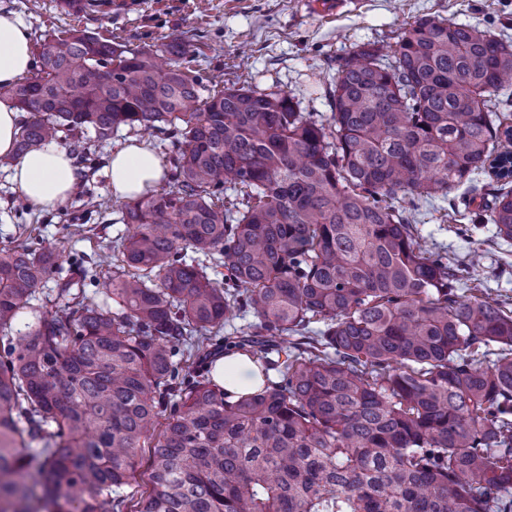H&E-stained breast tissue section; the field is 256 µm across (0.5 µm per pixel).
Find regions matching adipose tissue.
<instances>
[{"label": "adipose tissue", "mask_w": 512, "mask_h": 512, "mask_svg": "<svg viewBox=\"0 0 512 512\" xmlns=\"http://www.w3.org/2000/svg\"><path fill=\"white\" fill-rule=\"evenodd\" d=\"M31 45L28 29L15 13H0V84L13 83L30 67ZM166 166L149 146L131 141L113 152L108 164V186L113 195L133 198L155 187L165 176ZM10 179L31 206L42 209L63 204L76 181L72 160L60 144L17 159ZM230 400L255 392L262 384L259 365L248 355L224 356L212 372Z\"/></svg>", "instance_id": "ef3b65f1"}]
</instances>
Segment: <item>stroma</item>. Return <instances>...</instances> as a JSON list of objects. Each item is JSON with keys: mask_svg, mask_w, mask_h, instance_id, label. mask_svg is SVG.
Returning <instances> with one entry per match:
<instances>
[{"mask_svg": "<svg viewBox=\"0 0 512 512\" xmlns=\"http://www.w3.org/2000/svg\"><path fill=\"white\" fill-rule=\"evenodd\" d=\"M0 12L24 20L35 51L54 29L69 22L118 38L132 49L179 36L193 68L203 75L280 90L300 100L304 111L324 114L329 111L325 89L332 64L353 44L394 42L408 23L425 16L512 35V0H346L334 14L301 0H112L111 8H90L74 19L61 13L57 0H0ZM132 139L149 145L166 162L177 153L169 130L122 128L109 146L92 147L85 177L77 178L60 207H30L10 182L9 168L0 167V248L37 242L93 259L111 257L126 226L118 199L108 189L106 169L113 150ZM64 210L87 228L65 246L60 243Z\"/></svg>", "mask_w": 512, "mask_h": 512, "instance_id": "35a3bbf8", "label": "stroma"}]
</instances>
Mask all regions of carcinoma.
<instances>
[{
  "instance_id": "carcinoma-1",
  "label": "carcinoma",
  "mask_w": 512,
  "mask_h": 512,
  "mask_svg": "<svg viewBox=\"0 0 512 512\" xmlns=\"http://www.w3.org/2000/svg\"><path fill=\"white\" fill-rule=\"evenodd\" d=\"M186 55L72 26L0 84L26 113L0 166L61 133L163 125L178 145L175 188L120 203L100 300L72 257L36 310L57 257L0 249V512H512V310L477 237L512 243V126L491 108L512 106V40L422 17L356 44L326 118L221 77L207 93ZM462 186L459 264L414 223ZM218 336L261 389L181 377Z\"/></svg>"
}]
</instances>
